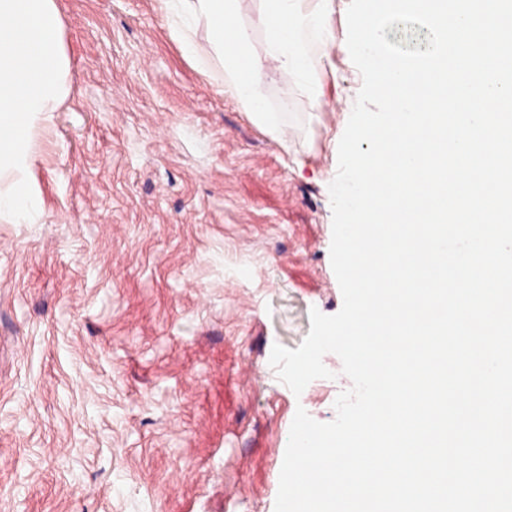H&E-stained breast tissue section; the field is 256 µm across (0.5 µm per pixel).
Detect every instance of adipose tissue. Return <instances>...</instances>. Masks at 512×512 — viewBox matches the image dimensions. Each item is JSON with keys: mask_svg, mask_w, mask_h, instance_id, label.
I'll list each match as a JSON object with an SVG mask.
<instances>
[{"mask_svg": "<svg viewBox=\"0 0 512 512\" xmlns=\"http://www.w3.org/2000/svg\"><path fill=\"white\" fill-rule=\"evenodd\" d=\"M172 17V36L190 58H197L194 36L205 29L211 51L224 64L223 92L236 99L252 117L272 125L273 114L261 92L269 64H278L301 89L315 80L298 39L303 30L320 27L327 0H265L258 24L265 33L262 52L252 49V34L237 14V0H160Z\"/></svg>", "mask_w": 512, "mask_h": 512, "instance_id": "1", "label": "adipose tissue"}]
</instances>
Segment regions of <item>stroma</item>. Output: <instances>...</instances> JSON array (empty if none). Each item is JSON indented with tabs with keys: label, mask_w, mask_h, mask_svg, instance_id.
<instances>
[{
	"label": "stroma",
	"mask_w": 512,
	"mask_h": 512,
	"mask_svg": "<svg viewBox=\"0 0 512 512\" xmlns=\"http://www.w3.org/2000/svg\"><path fill=\"white\" fill-rule=\"evenodd\" d=\"M56 2L70 66L31 139L36 213L0 218V512H274L297 408L332 421L351 386L332 353L298 396L269 363L343 303L349 0L300 35L320 110L269 66L273 129L159 0Z\"/></svg>",
	"instance_id": "35a3bbf8"
}]
</instances>
